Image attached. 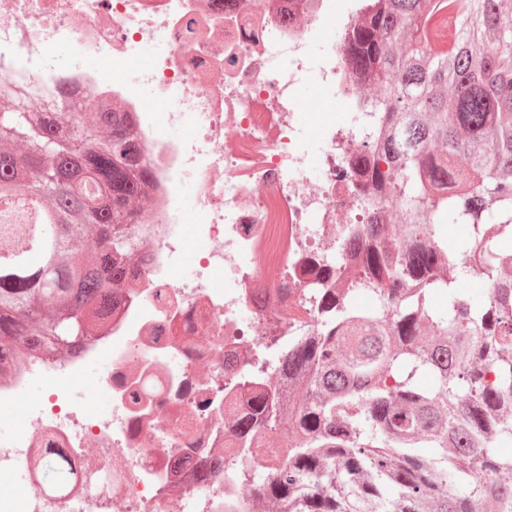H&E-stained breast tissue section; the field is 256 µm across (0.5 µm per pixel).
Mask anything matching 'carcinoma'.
<instances>
[{
	"label": "carcinoma",
	"instance_id": "1",
	"mask_svg": "<svg viewBox=\"0 0 512 512\" xmlns=\"http://www.w3.org/2000/svg\"><path fill=\"white\" fill-rule=\"evenodd\" d=\"M352 77L376 89L361 128L381 221L354 224L351 287L327 288L315 336H298L235 420L242 447L281 428L288 446L255 480L259 512H512V0H349ZM57 143L19 156L29 132ZM92 180L95 197L77 196ZM38 192L61 219L48 247L0 262V354L60 353L102 329L135 277L138 224L152 202L120 105L0 116V193ZM402 209H393L394 202ZM465 224L448 249L443 224ZM404 225L403 238L390 229ZM478 277L481 304L456 287ZM442 292L448 312L430 304ZM360 295L386 317L362 314ZM430 378L423 386L419 377ZM68 469L49 460L46 484Z\"/></svg>",
	"mask_w": 512,
	"mask_h": 512
}]
</instances>
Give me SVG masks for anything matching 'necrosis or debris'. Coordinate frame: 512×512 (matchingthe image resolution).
Masks as SVG:
<instances>
[{"label":"necrosis or debris","instance_id":"4bbe7bcc","mask_svg":"<svg viewBox=\"0 0 512 512\" xmlns=\"http://www.w3.org/2000/svg\"><path fill=\"white\" fill-rule=\"evenodd\" d=\"M335 17L336 0H0V80L54 112L122 102L157 190L137 285L122 289L105 328L0 376V407L25 404L21 437L0 439V471L26 465L9 512H255L241 474L267 473L285 438L238 454L232 420L251 394L227 379L267 337L284 345L316 332L313 308L330 285L322 260L335 259L345 225L377 218L351 166L367 152L360 122L329 121L322 103L296 95L307 80L367 98ZM62 42L70 54H58ZM148 46L151 63L131 67ZM92 58L108 70L90 69ZM303 106L317 115L314 154L295 120ZM185 262L191 276L174 278ZM100 359L106 372L87 378ZM35 385L45 393L32 401ZM102 394L109 410L94 406ZM59 457L69 483L44 485L42 462Z\"/></svg>","mask_w":512,"mask_h":512}]
</instances>
